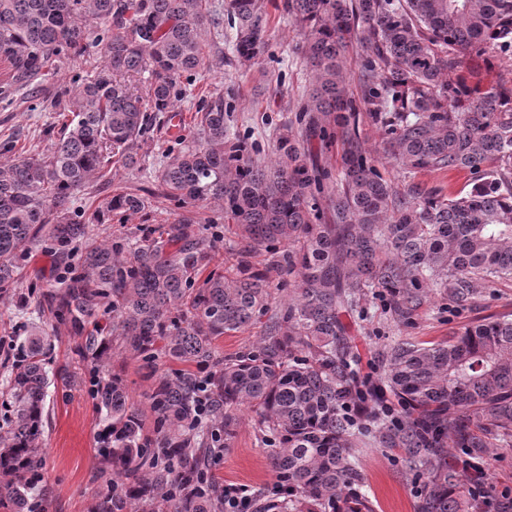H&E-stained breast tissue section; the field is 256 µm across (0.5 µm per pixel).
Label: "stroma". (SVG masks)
Here are the masks:
<instances>
[{
  "mask_svg": "<svg viewBox=\"0 0 512 512\" xmlns=\"http://www.w3.org/2000/svg\"><path fill=\"white\" fill-rule=\"evenodd\" d=\"M231 38L232 31L227 27L213 35L209 55L190 95L175 103L174 109L188 117L202 91L223 95L225 102L231 105L229 125L248 135L258 144L261 155L268 157L285 123L294 120L310 86V69L301 49L305 37L279 12H272L268 46L247 69L230 64ZM92 73L91 63L62 57L45 75L21 83L10 66L0 61V86L12 87L8 97H0V145L11 140L19 148L32 145L43 152L50 150L55 142V135L49 129L54 115L38 109L42 89H75ZM463 75L468 85L486 89L499 79L512 76V59L490 52L482 58L467 60ZM195 132L191 124L179 131L154 128L149 133L152 144L149 158L131 167L118 168L110 184L77 196L73 209L96 207L106 196L125 188L152 187L153 168L175 149L177 136L190 137ZM386 176L399 188L413 182L446 194L471 188V176L466 172L421 171L410 175L400 168L390 167ZM184 214V209L176 202L156 199L147 212L114 215L107 223L96 225L94 232L104 239L134 227L145 229L155 224H173ZM57 262L52 249L29 252L19 269L20 290L46 285ZM511 314L512 281H506L462 307L449 306L440 297H433L406 324L373 313L366 320L356 321L352 345L360 356L361 371L366 374L378 370L377 352L384 345L403 338L430 344L445 342L467 326L489 317ZM110 367L125 379L133 402L143 414L145 429H152L147 394L162 372V365L148 363L117 348ZM47 407L43 478L37 482L33 497L46 504L47 512H89L102 429L97 404L85 389L59 380L49 389ZM261 437L255 414L249 409H240L235 434L228 447L209 460L210 475L222 484L241 486L251 493L262 490L275 494L278 482ZM357 456L362 479L360 491L368 497L374 512H414L420 483L401 468L396 451L369 445L359 449Z\"/></svg>",
  "mask_w": 512,
  "mask_h": 512,
  "instance_id": "1",
  "label": "stroma"
}]
</instances>
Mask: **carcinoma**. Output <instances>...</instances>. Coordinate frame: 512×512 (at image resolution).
Returning <instances> with one entry per match:
<instances>
[{
  "instance_id": "cac0c4a2",
  "label": "carcinoma",
  "mask_w": 512,
  "mask_h": 512,
  "mask_svg": "<svg viewBox=\"0 0 512 512\" xmlns=\"http://www.w3.org/2000/svg\"><path fill=\"white\" fill-rule=\"evenodd\" d=\"M305 29L311 89L300 132L284 127L265 163L227 123L224 99L200 104L198 136L178 140L155 170L157 195L215 208L236 225L224 252L238 272L209 269L217 240L189 218L98 240L112 213L151 206L136 189L93 212L79 192L112 182V169L149 156L147 130L187 96L182 78L205 62L211 0H0V59L20 79L60 56L101 65L78 90L42 97L68 112L55 148L0 161V300L31 310L21 336L0 351V509L32 512L47 420L55 335L48 316L79 339L90 363L72 380L95 398L104 428L92 512H224V485L205 459L224 451L244 406L274 436L269 457L286 492L248 499L252 512H372L359 492L354 449L396 448L421 478L416 512H488L494 491L462 492L490 448H512V318H490L446 343L407 339L380 351L377 381L360 378L352 318L376 304L398 323L438 294L464 306L477 286L512 280V80L468 88L466 58L512 54V0H226L240 66L268 45V6ZM359 60V89L346 63ZM383 131L380 148L363 130ZM343 147L333 172L307 143ZM466 171L473 185L444 195L386 179ZM51 242L57 276L28 294L19 261ZM263 251L289 286L272 309ZM263 323L255 348L218 354L221 336ZM176 366L148 395L153 434L123 378L109 369L113 343ZM207 369L209 415L195 417Z\"/></svg>"
}]
</instances>
